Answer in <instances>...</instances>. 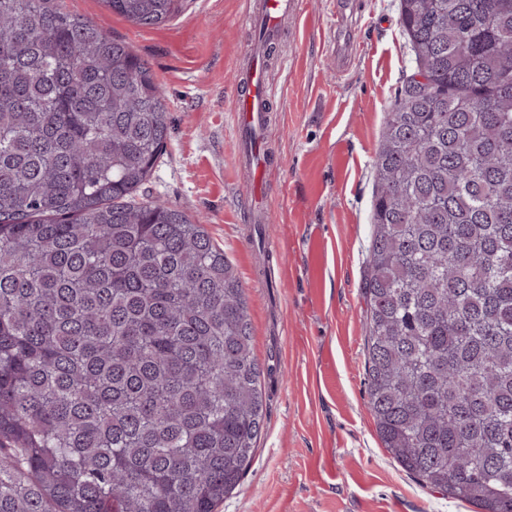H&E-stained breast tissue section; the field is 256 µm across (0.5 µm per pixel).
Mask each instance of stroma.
I'll list each match as a JSON object with an SVG mask.
<instances>
[{"label":"stroma","mask_w":512,"mask_h":512,"mask_svg":"<svg viewBox=\"0 0 512 512\" xmlns=\"http://www.w3.org/2000/svg\"><path fill=\"white\" fill-rule=\"evenodd\" d=\"M258 0H178L161 26L132 24L104 0H63L68 11L145 59L166 100L169 137L140 193L200 219L246 290L265 419L239 487L217 512H472L424 489L394 464L365 393L362 294L375 191L373 163L386 112L415 63L399 0H362L330 25V0H302L264 66L276 96L260 148L270 211L260 231L243 216L249 176L238 168L231 98L254 30ZM317 226L339 274L310 288L299 240ZM276 241L283 273L265 284L258 250Z\"/></svg>","instance_id":"obj_1"}]
</instances>
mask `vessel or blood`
Masks as SVG:
<instances>
[{
  "label": "vessel or blood",
  "instance_id": "1",
  "mask_svg": "<svg viewBox=\"0 0 512 512\" xmlns=\"http://www.w3.org/2000/svg\"><path fill=\"white\" fill-rule=\"evenodd\" d=\"M300 13V0H261L258 12L247 14L245 26L263 27L266 34L276 38L280 35L281 24L286 18L297 17ZM272 94V85L264 74L247 75L240 84L234 97V129L236 133L237 161L241 168L252 172L255 183H262L265 173L254 167L248 159L245 149V134L249 129L260 128L267 119L268 99ZM302 245L309 260L310 285L322 287L328 272L329 248L327 240L319 235L315 228H308L302 239Z\"/></svg>",
  "mask_w": 512,
  "mask_h": 512
}]
</instances>
